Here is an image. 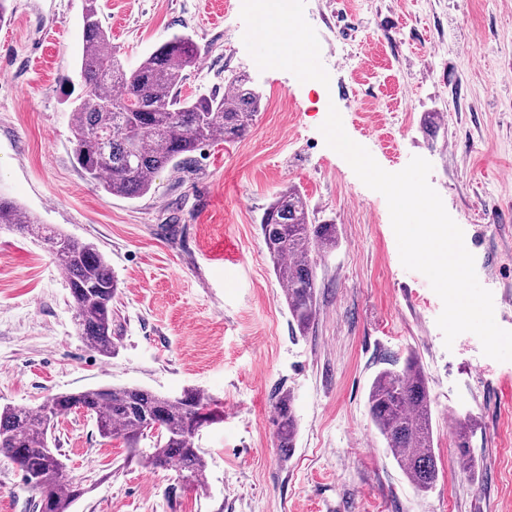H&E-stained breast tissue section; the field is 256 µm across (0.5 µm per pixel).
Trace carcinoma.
<instances>
[{
    "mask_svg": "<svg viewBox=\"0 0 512 512\" xmlns=\"http://www.w3.org/2000/svg\"><path fill=\"white\" fill-rule=\"evenodd\" d=\"M81 92L73 101L74 157L85 175L112 195L135 198L148 193L165 169L184 171L206 142L234 143L253 126L260 98L235 77L231 92L181 98L184 72L195 66L198 45L175 35L130 69L124 68L104 27L97 0H86L83 16ZM15 229L48 246L67 276L78 334L104 357L112 356V301L116 279L105 255L91 242L74 239L46 224L13 201L0 197V228ZM260 230L275 274L284 286L291 326L305 336L317 317L315 253L336 249V225L317 224L300 191L284 186L260 217ZM199 392L163 396L137 387H99L54 395L36 407H0V456L24 451L19 464L37 497L35 512H70L82 497L81 483L69 474L58 449L50 446L54 420L83 407L91 409L101 437L121 438L131 458L149 469L174 467L188 485L201 481L205 462L194 439L217 415ZM368 414L399 468L419 492L432 490L440 469L434 449L433 410L427 378L418 358L401 368H386L373 379ZM278 448L291 452L297 422L291 394L278 396ZM145 439L152 447L141 448ZM459 458L474 464L464 420L457 422Z\"/></svg>",
    "mask_w": 512,
    "mask_h": 512,
    "instance_id": "cac0c4a2",
    "label": "carcinoma"
}]
</instances>
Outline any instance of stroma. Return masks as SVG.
I'll list each match as a JSON object with an SVG mask.
<instances>
[{"label":"stroma","mask_w":512,"mask_h":512,"mask_svg":"<svg viewBox=\"0 0 512 512\" xmlns=\"http://www.w3.org/2000/svg\"><path fill=\"white\" fill-rule=\"evenodd\" d=\"M120 61L173 35L200 49L181 96L244 78L261 96L250 133L198 150L136 198L86 179L73 158L66 93L77 81L85 0H11L0 25V196L93 242L119 281L112 357L78 336L66 279L41 242L0 229V404L34 406L87 388L212 397L220 421L196 444L207 468L130 461L94 416L52 435L87 489L72 512H512V361L461 334L445 348L443 304L403 267L385 198L319 131L336 106L346 133L385 170L432 164L431 186L464 232L495 320L512 330V0H293L313 63L270 64L246 0H98ZM480 56L468 63L469 50ZM305 194L339 244L317 263V321L291 330L258 218L282 186ZM418 357L443 476L416 491L367 410L378 371ZM293 396L298 434L277 446L274 401ZM466 415L480 459L463 468L447 414ZM18 467L0 457V512H32Z\"/></svg>","instance_id":"obj_1"}]
</instances>
